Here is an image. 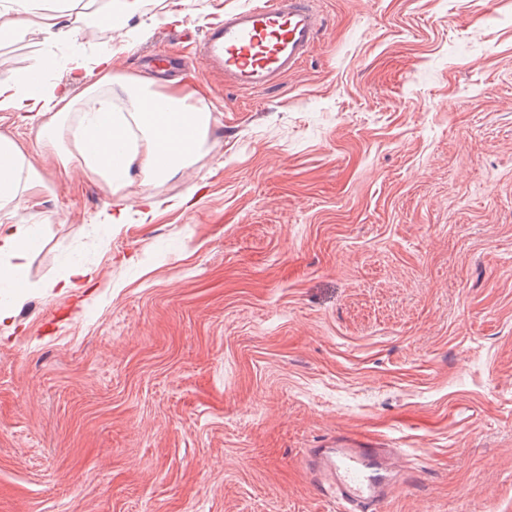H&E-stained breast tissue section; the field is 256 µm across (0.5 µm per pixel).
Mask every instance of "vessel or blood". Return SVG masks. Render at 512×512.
Here are the masks:
<instances>
[{
	"label": "vessel or blood",
	"mask_w": 512,
	"mask_h": 512,
	"mask_svg": "<svg viewBox=\"0 0 512 512\" xmlns=\"http://www.w3.org/2000/svg\"><path fill=\"white\" fill-rule=\"evenodd\" d=\"M320 26L316 0H255L205 31L196 54L226 87L266 91L299 71L317 44ZM397 462L396 449L354 436L311 449L307 459L319 486L335 495L343 512H378L393 492Z\"/></svg>",
	"instance_id": "1"
}]
</instances>
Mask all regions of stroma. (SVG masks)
<instances>
[{
	"label": "stroma",
	"mask_w": 512,
	"mask_h": 512,
	"mask_svg": "<svg viewBox=\"0 0 512 512\" xmlns=\"http://www.w3.org/2000/svg\"><path fill=\"white\" fill-rule=\"evenodd\" d=\"M248 2L63 20L215 107L173 178L112 193L0 111L45 181L29 281L94 271L0 323V512H336L304 454L347 434L400 453L382 512H512V0H320L299 72L244 93L180 32Z\"/></svg>",
	"instance_id": "stroma-1"
}]
</instances>
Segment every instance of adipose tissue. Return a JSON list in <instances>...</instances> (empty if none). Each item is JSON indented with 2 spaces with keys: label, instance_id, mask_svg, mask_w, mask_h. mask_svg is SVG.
Listing matches in <instances>:
<instances>
[{
  "label": "adipose tissue",
  "instance_id": "obj_1",
  "mask_svg": "<svg viewBox=\"0 0 512 512\" xmlns=\"http://www.w3.org/2000/svg\"><path fill=\"white\" fill-rule=\"evenodd\" d=\"M16 20L0 23V42L26 35L46 43L73 41L74 29L60 20L79 0H13ZM46 61H37L26 73L0 79V110L33 112L42 122L35 142L57 151L58 138L68 134L74 150L66 161L88 170L107 182L112 191L128 186L138 174L156 179L177 174L190 166L203 146L213 113L203 105L198 90L171 80L163 92H155V78L125 80L130 99L128 112L114 110L112 98L101 88L112 86V52L88 57L74 52L66 73L71 84L81 87L90 104L78 108L77 98L56 91L44 81ZM27 152L14 139L0 135V213L16 214L21 205L35 201L44 187L42 175L26 162ZM32 243L24 225L0 228V283L9 282L13 292L0 300V323L8 322L38 283L28 281Z\"/></svg>",
  "mask_w": 512,
  "mask_h": 512
}]
</instances>
